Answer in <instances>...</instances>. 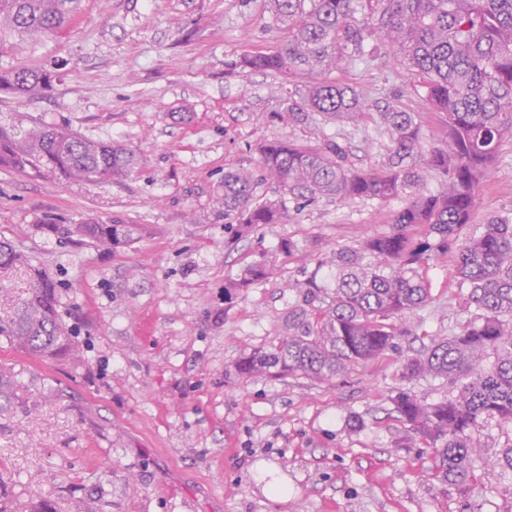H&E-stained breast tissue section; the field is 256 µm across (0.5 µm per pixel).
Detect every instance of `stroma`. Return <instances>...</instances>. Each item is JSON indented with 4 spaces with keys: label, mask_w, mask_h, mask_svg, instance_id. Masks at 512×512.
I'll return each mask as SVG.
<instances>
[{
    "label": "stroma",
    "mask_w": 512,
    "mask_h": 512,
    "mask_svg": "<svg viewBox=\"0 0 512 512\" xmlns=\"http://www.w3.org/2000/svg\"><path fill=\"white\" fill-rule=\"evenodd\" d=\"M283 38L267 0H82L61 33L0 49V70L37 63L55 76L41 94L0 93V130L68 128L140 160L109 182L0 167V242L26 257L0 268V327L38 265L57 285L58 318L80 352L37 357L0 337V367L19 384L0 410V512H26L34 495L56 512H512V470L483 474L512 432L483 427L467 496L432 479V450L392 398L405 387L434 402L451 390L431 377L403 383L400 355L330 380L236 371L243 354L287 337L301 306L291 282L314 272L332 286L324 258L390 232L399 207L322 199L241 240L216 218L225 169L253 166L260 143L319 146L337 136L356 167L381 164L392 147L373 122L277 119L305 76L230 70ZM332 77L370 104L415 113L426 145L444 140L413 68L387 56ZM510 212L512 139L473 222ZM88 220L136 231L129 243L101 246L75 235ZM287 241L294 247L281 253ZM263 253L275 257L274 275L225 294V280ZM427 275L431 300L415 322L442 338L466 314L452 263L431 262Z\"/></svg>",
    "instance_id": "stroma-1"
}]
</instances>
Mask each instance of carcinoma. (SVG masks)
Listing matches in <instances>:
<instances>
[{
  "instance_id": "cac0c4a2",
  "label": "carcinoma",
  "mask_w": 512,
  "mask_h": 512,
  "mask_svg": "<svg viewBox=\"0 0 512 512\" xmlns=\"http://www.w3.org/2000/svg\"><path fill=\"white\" fill-rule=\"evenodd\" d=\"M268 0L273 21L285 31L273 51L240 57L233 66L253 72L317 76L289 94L280 117L292 125L319 115L326 123L357 126L368 116L351 86L323 78L365 55H391L425 79L427 100L443 114L448 136L425 148L415 113L391 105L379 110L395 149L378 166L348 164L343 143L320 147L291 141L258 149L256 167L229 168L214 194V210L238 235L261 224L288 220L287 203L310 205L321 198L404 201L391 231L366 239L362 251L338 250L335 287L317 276L290 284L305 308L288 338L242 357L237 373L331 379L399 350L411 335L410 317L431 297L426 269L447 257L456 268L455 288L470 317L458 331L430 339L403 359L400 379L447 380L456 395L422 403L399 390L393 399L402 421L435 453L434 477L463 492L473 479L479 432L494 421L512 427V216H496L465 239L478 192L501 143L512 138V0ZM81 0H0V35H55L79 13ZM53 75L37 65L0 71V92L18 97L47 90ZM42 163L72 180L112 181L127 177L135 154L118 144L94 141L65 129L0 133V166L23 169ZM439 174L427 187L424 173ZM279 196L256 197L259 184ZM75 232L100 245L129 240V224H79ZM374 258L364 262L363 254ZM275 270L265 256L224 282L230 292L267 281ZM31 292L8 338L44 357L71 349L56 312L55 282L31 268Z\"/></svg>"
}]
</instances>
